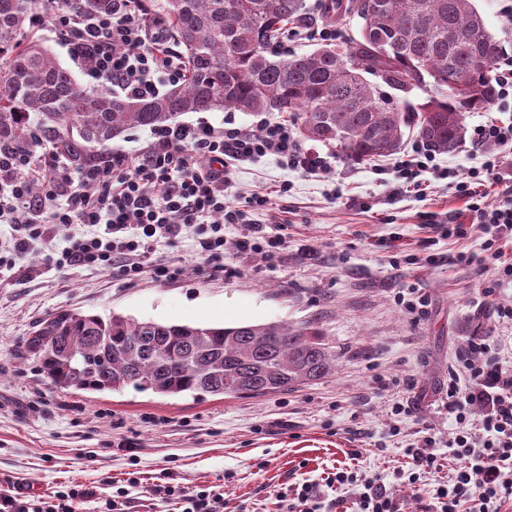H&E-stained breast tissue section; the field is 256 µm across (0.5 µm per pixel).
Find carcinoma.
<instances>
[{
	"instance_id": "obj_1",
	"label": "carcinoma",
	"mask_w": 512,
	"mask_h": 512,
	"mask_svg": "<svg viewBox=\"0 0 512 512\" xmlns=\"http://www.w3.org/2000/svg\"><path fill=\"white\" fill-rule=\"evenodd\" d=\"M38 0H0V152L51 142L76 167L103 159L133 127L160 128L187 112H282L300 140L335 148L352 163L395 153L405 131L433 151L462 144L467 112L491 107L489 72L505 52L472 0H319V17L362 20L343 47L286 57V26L313 22L306 0H144L186 59L185 78L150 99L81 82L29 37ZM118 0H70L79 15L110 13ZM395 44L384 55L381 42ZM405 76L425 97L393 98L364 74ZM393 101H388V98ZM27 355L63 391L131 386L164 396L257 397L332 373L319 329L285 322L213 327L62 311L39 322Z\"/></svg>"
}]
</instances>
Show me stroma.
I'll return each instance as SVG.
<instances>
[{
    "label": "stroma",
    "mask_w": 512,
    "mask_h": 512,
    "mask_svg": "<svg viewBox=\"0 0 512 512\" xmlns=\"http://www.w3.org/2000/svg\"><path fill=\"white\" fill-rule=\"evenodd\" d=\"M484 160L463 143L437 155L424 193L398 191L394 174L372 163L336 160L306 176L264 158L234 168L227 201L282 237L272 257L239 250L243 229L224 227L222 269L196 254L194 229L154 245L148 259L166 280L129 283L120 270L60 269L53 243L33 242L13 271L0 273V493L18 489L48 497L75 485L101 498L128 491L130 512H180L155 486H208L219 512H285L281 495L305 482L325 485L337 468L379 479L403 512H429L430 498L408 485L406 450L434 437L440 467L429 485L455 467L446 445L454 425L441 405L448 368L475 336L512 337L497 317L502 285L484 295L459 251L480 253L473 228L464 240L437 230L468 222L456 183ZM450 176H442V168ZM291 189L278 194L282 182ZM270 199L249 206L252 194ZM425 295V315L399 306L400 293ZM73 310L198 325L314 324L336 356L327 377L261 397H164L119 392L65 393L52 387L25 353L35 325ZM409 401V414L391 407Z\"/></svg>",
    "instance_id": "stroma-1"
}]
</instances>
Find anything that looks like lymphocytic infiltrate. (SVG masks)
I'll return each instance as SVG.
<instances>
[{
	"mask_svg": "<svg viewBox=\"0 0 512 512\" xmlns=\"http://www.w3.org/2000/svg\"><path fill=\"white\" fill-rule=\"evenodd\" d=\"M59 0H40L38 20L71 49L93 81L106 80L141 97L157 94L165 83L181 81L184 64L160 20H146L136 0H122L104 16H79L59 9ZM273 158L280 166L313 174L331 165L327 153L303 147L287 124L264 122L260 133L207 122L174 124L152 132L149 146L137 153L73 169L44 145L0 153V224L10 236L0 245V268H11L38 239L61 238L58 268L121 266L129 280L145 272L166 275L163 266L146 269L144 259L162 239L195 227L201 254L224 253V227L245 226L243 250L268 257L279 248V237L264 225L251 223L246 211L226 201L224 191L234 163ZM435 155L424 144L412 145L392 170L401 185L420 186L423 173L433 170ZM500 184L508 204L490 208L476 193L483 183ZM457 192L469 200V224L486 234L481 254L459 252L458 261L472 265L483 277L485 293L512 283V262L502 249L512 244V176L500 157L487 158ZM469 224H445L442 232L459 239ZM445 409L455 421L448 443L462 467L447 484L430 490L437 512H500L512 499V358L505 356L497 336H477L457 358L448 376ZM340 487L361 484L357 512H402L373 478L358 479L340 468L332 476ZM93 490L72 487L51 499L0 494V512H80L95 498Z\"/></svg>",
	"mask_w": 512,
	"mask_h": 512,
	"instance_id": "f902f5d3",
	"label": "lymphocytic infiltrate"
}]
</instances>
